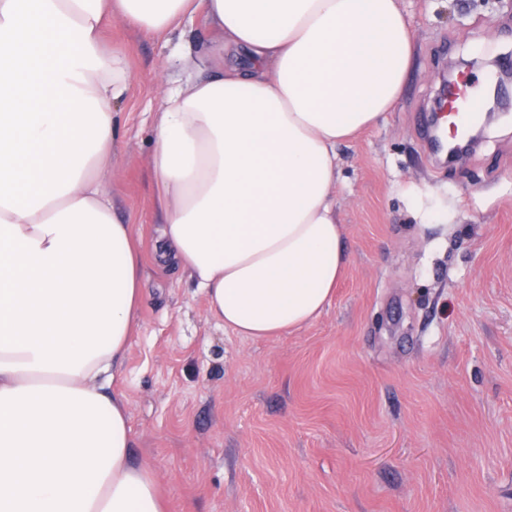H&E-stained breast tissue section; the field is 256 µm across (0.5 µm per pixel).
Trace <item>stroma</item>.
<instances>
[{"label":"stroma","instance_id":"1","mask_svg":"<svg viewBox=\"0 0 512 512\" xmlns=\"http://www.w3.org/2000/svg\"><path fill=\"white\" fill-rule=\"evenodd\" d=\"M400 5L402 98L337 149L345 274L319 317L270 339L225 330L189 275L157 265L170 47L104 31L131 73L107 187L144 288L120 389L168 512H512V118L451 164L422 134L451 64L512 68V0Z\"/></svg>","mask_w":512,"mask_h":512}]
</instances>
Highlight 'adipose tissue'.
I'll return each mask as SVG.
<instances>
[{
	"label": "adipose tissue",
	"mask_w": 512,
	"mask_h": 512,
	"mask_svg": "<svg viewBox=\"0 0 512 512\" xmlns=\"http://www.w3.org/2000/svg\"><path fill=\"white\" fill-rule=\"evenodd\" d=\"M203 17L200 74L157 111L155 252L239 336L318 317L348 257L336 148L399 103V0H0V512H166L121 375L141 256L105 189L130 75L108 21Z\"/></svg>",
	"instance_id": "adipose-tissue-1"
}]
</instances>
